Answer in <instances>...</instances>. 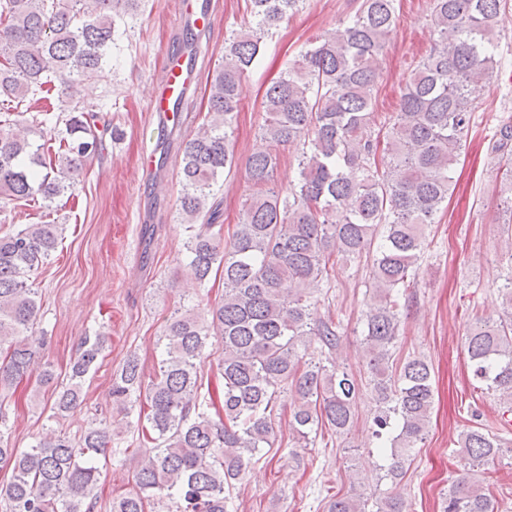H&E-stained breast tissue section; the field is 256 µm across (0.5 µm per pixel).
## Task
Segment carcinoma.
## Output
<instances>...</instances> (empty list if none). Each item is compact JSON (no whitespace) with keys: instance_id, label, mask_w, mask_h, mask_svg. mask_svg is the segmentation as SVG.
Returning <instances> with one entry per match:
<instances>
[{"instance_id":"cac0c4a2","label":"carcinoma","mask_w":512,"mask_h":512,"mask_svg":"<svg viewBox=\"0 0 512 512\" xmlns=\"http://www.w3.org/2000/svg\"><path fill=\"white\" fill-rule=\"evenodd\" d=\"M303 0H245L247 21L225 40L224 64L209 88L206 115L178 147L181 189L177 221L185 225V262L200 286L222 271L223 301L201 315L171 312L157 345L155 377L145 379L140 359L129 354L112 380V400L124 417L138 410L135 426L152 444L134 475L135 491L112 501V512H232L230 489L256 457L283 444L274 412L291 399L290 429L299 444L328 430L348 432L362 386L376 402L372 436L375 468L392 482L425 439L433 407L429 363L395 357L401 298L416 285L427 232L454 190L453 168L480 91L497 69L496 28L507 0H430L437 38L404 79L398 112L378 120L374 112L385 37L398 19L397 0H354L337 30L316 39L286 64L263 95L259 144L246 162L253 192L229 235L215 224L220 206L209 205L224 173L237 166L231 138L246 74L263 54L273 29ZM139 0H0V97L13 119L0 124V199L45 207L73 192L88 161L99 155L100 110L68 105L66 136L54 159L13 129L18 110L51 90L72 98L85 82L110 74L121 17ZM297 151L298 183L283 197L273 186L280 149ZM504 167L508 223H512V124L496 131L491 146ZM57 224H31L0 233V392L36 366L32 335L40 312L38 291L27 273L56 248ZM372 258L376 304L362 331L367 378L332 359L343 332L332 316L314 320L317 293L339 263ZM504 312L477 320L464 348L473 376L512 404V276L502 288ZM221 339L222 397L204 390L201 364L210 338ZM105 349L87 336L55 385L52 417L82 405L85 378ZM321 356L316 361L310 356ZM0 408V485L4 512H94L99 456L112 451L108 421L77 440L39 436L24 450L5 435ZM459 451L469 464H485L502 451L491 431L460 433ZM325 512H410L397 494L375 499L362 493L334 495ZM443 512H498L489 489L470 473L448 486Z\"/></svg>"}]
</instances>
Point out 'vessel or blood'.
<instances>
[{
    "label": "vessel or blood",
    "mask_w": 512,
    "mask_h": 512,
    "mask_svg": "<svg viewBox=\"0 0 512 512\" xmlns=\"http://www.w3.org/2000/svg\"><path fill=\"white\" fill-rule=\"evenodd\" d=\"M186 58L187 53L181 47L169 49L165 54L163 78L154 88L149 103L150 112L158 118L156 135H164L168 125L176 123L179 119L175 110L176 102L193 79Z\"/></svg>",
    "instance_id": "b4317fda"
}]
</instances>
